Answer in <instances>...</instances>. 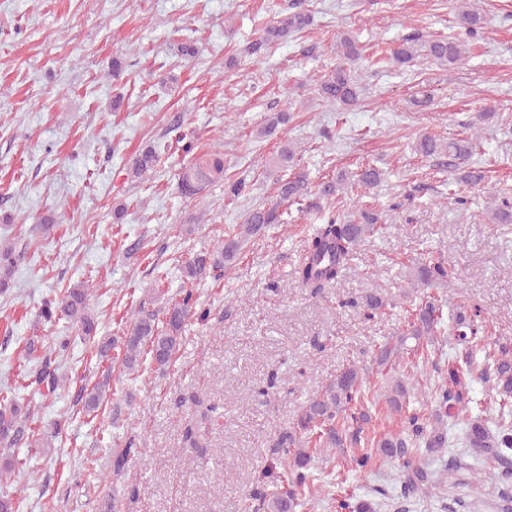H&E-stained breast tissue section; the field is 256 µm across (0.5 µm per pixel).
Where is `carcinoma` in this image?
<instances>
[{"label":"carcinoma","instance_id":"cac0c4a2","mask_svg":"<svg viewBox=\"0 0 512 512\" xmlns=\"http://www.w3.org/2000/svg\"><path fill=\"white\" fill-rule=\"evenodd\" d=\"M448 3L454 6L461 34L424 39L414 33L391 50L388 56L391 66L400 68L411 64L420 47L436 62L452 65L462 59L466 53L465 38H473L482 32L486 14L477 0H448ZM311 23L310 11L303 8L299 0L288 6V13L266 26L261 38L251 43L247 51L259 54L272 44H280L303 33ZM335 49L339 62L323 75L317 93L326 102L353 104L361 95V86L351 73V65L360 59L361 50L347 32L336 36ZM477 139L475 132L468 138L447 142L422 134L416 141L415 151L424 158L448 157V168L456 175V183L475 187L483 181L481 170L471 163L473 142ZM158 158L157 148L146 149L133 158L130 169L135 176L141 177L154 171ZM222 179L224 154L220 152L209 154L202 164L183 167L179 177L181 191L189 194ZM383 179L381 170L367 165L355 172H343L334 180L320 183L314 190L306 173L294 172L279 182L277 202L249 210L239 233L228 236L213 253L202 252L190 257L184 262L182 273L192 283L223 275L235 266L249 237L269 224L281 223L282 204L304 201L307 210L322 215V224L308 242L304 257L294 270V280L298 286L318 295L342 275L363 238L382 223L378 215L364 210L358 217L346 221L326 208L325 203L353 186L375 189ZM487 212L491 224H512V188H503L491 195ZM14 270L13 248L0 247L1 292H7L10 287ZM452 274L442 261H422L414 267L413 282L418 288H430ZM387 303L384 296L369 292L347 305L359 309L369 318L384 309ZM197 306L198 297L190 289L159 309L142 305L118 340L106 336L96 338L95 318L89 310L84 288L71 289L61 307L47 304L40 315L50 320L56 312H61L79 326L85 339L97 347L102 358L108 357L116 346H121L122 366L129 371L136 370L146 356L156 369L164 371L179 349L184 326L193 319L206 317ZM440 336L448 339L449 347L462 361V366L452 364L444 371L438 363H432L438 381L431 387L435 407L430 413L408 407L411 396L418 390L417 383L391 376L386 379L385 401L401 416L402 430L384 433L377 438L362 437L364 425L371 419L369 404L374 396V385L369 368L356 363L342 367L306 401L294 425L270 437L269 459L248 493V499L257 502L254 512H297L304 507L306 499L325 493V484L317 474L314 457L307 448L312 441L325 452L334 448L338 454L347 457L345 464L355 473L371 469L380 458L399 461L400 495L392 507L396 512H409L411 501L427 494L429 486L455 484L460 469L457 462L448 461L438 474L427 470L420 462L421 449L440 454L450 447L448 429L443 426L446 417L461 426L463 444L472 454L496 464L490 479L512 489V341L488 342L483 336L479 307L462 305L446 315L437 299L424 297L406 330L378 347L374 362L381 369L399 363L435 345ZM34 380L50 394L64 384L65 376L51 367V361L47 359L34 371ZM474 382L489 387L500 398L493 430L485 420L470 414ZM108 390L109 380L105 378L89 389H81L79 402L85 411L94 412L107 398ZM28 439L21 410L11 404H0V443L12 448Z\"/></svg>","mask_w":512,"mask_h":512}]
</instances>
